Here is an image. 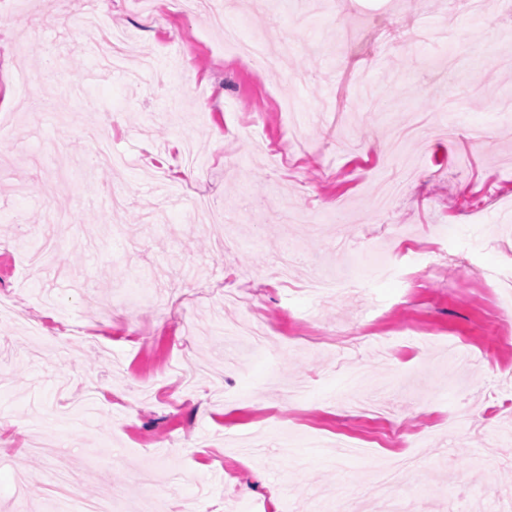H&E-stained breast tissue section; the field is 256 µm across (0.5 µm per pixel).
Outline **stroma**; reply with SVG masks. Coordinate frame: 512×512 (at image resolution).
Instances as JSON below:
<instances>
[{"mask_svg": "<svg viewBox=\"0 0 512 512\" xmlns=\"http://www.w3.org/2000/svg\"><path fill=\"white\" fill-rule=\"evenodd\" d=\"M243 38L277 26L273 73L224 48L206 14L168 0H0V512H66L62 461L88 499L128 488L166 512H336L403 443L421 459L365 512H470L512 501V332L477 276L410 255L512 266V16L448 0H212ZM122 33L126 65L77 85ZM463 132L408 142L414 180L384 211L386 142L417 113ZM137 158L114 166L112 152ZM163 166L175 198L154 197ZM195 180L181 177L182 169ZM487 200L478 216L467 201ZM233 245L220 251L216 238ZM396 249L378 275L373 251ZM361 286L314 296L316 273ZM249 298L272 336L244 358L226 322ZM79 323L95 347L50 345Z\"/></svg>", "mask_w": 512, "mask_h": 512, "instance_id": "1", "label": "stroma"}]
</instances>
